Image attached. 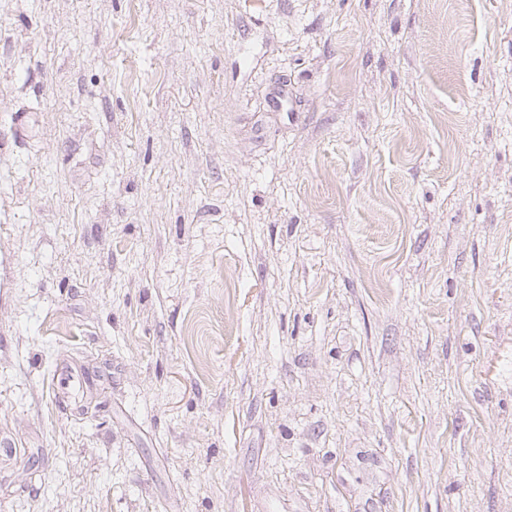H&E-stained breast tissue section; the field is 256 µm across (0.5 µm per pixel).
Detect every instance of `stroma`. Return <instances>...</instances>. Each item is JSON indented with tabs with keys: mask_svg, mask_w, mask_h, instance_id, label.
Here are the masks:
<instances>
[{
	"mask_svg": "<svg viewBox=\"0 0 512 512\" xmlns=\"http://www.w3.org/2000/svg\"><path fill=\"white\" fill-rule=\"evenodd\" d=\"M1 437L0 512H512V0H0Z\"/></svg>",
	"mask_w": 512,
	"mask_h": 512,
	"instance_id": "1",
	"label": "stroma"
}]
</instances>
